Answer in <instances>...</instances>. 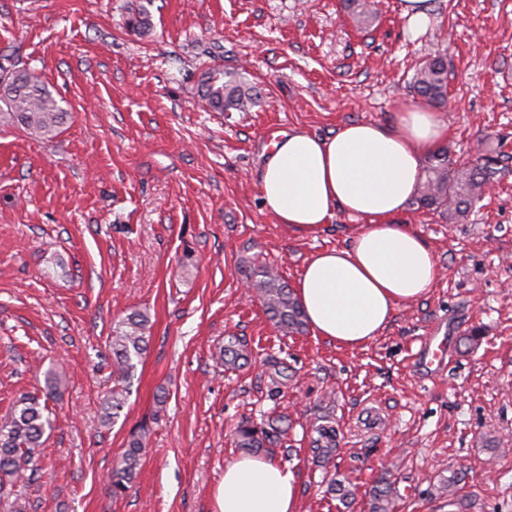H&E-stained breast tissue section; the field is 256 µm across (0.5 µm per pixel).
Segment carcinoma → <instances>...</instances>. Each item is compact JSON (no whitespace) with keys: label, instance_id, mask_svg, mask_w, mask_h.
Masks as SVG:
<instances>
[{"label":"carcinoma","instance_id":"cac0c4a2","mask_svg":"<svg viewBox=\"0 0 512 512\" xmlns=\"http://www.w3.org/2000/svg\"><path fill=\"white\" fill-rule=\"evenodd\" d=\"M344 10L359 24L372 18L366 0H342ZM132 29L144 33L151 29V15L146 7L138 9L130 20ZM414 93L429 105L445 109L448 105V67L444 58L434 57L418 67L413 77ZM199 95L206 104L219 112H246L254 103L252 88L237 76L219 69L203 74ZM68 109L49 90L48 86L26 67L0 66V118H5L39 138H52L65 123ZM499 157L479 154L467 163L452 162L448 150L432 155L425 166L426 178L421 184L416 203L436 211L453 222L471 212L482 200L484 187L498 172ZM258 293L269 319L291 333L303 331L305 314L288 284L266 268ZM148 317L133 311L118 321L112 330V372L117 381H125L134 368L133 359L141 358L148 348L145 330ZM219 358L226 365H234L244 358L242 345L236 336L224 342ZM127 389L114 386L105 399V423L120 415L126 404ZM52 412L47 402L37 395H24L13 405L6 419L0 420V498L10 494L8 480L19 478L29 470L39 469L40 448L46 431L52 427ZM288 427L273 420L268 427L257 428L239 424L234 431L238 447L258 451L269 447L287 434ZM317 437L311 442L316 459L328 460L336 452V428L319 425ZM146 432L130 434L127 448L112 468L111 495L123 494L136 477L145 445ZM397 490L387 479L378 480L371 490V512H391Z\"/></svg>","mask_w":512,"mask_h":512}]
</instances>
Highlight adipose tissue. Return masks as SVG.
Listing matches in <instances>:
<instances>
[{
	"label": "adipose tissue",
	"mask_w": 512,
	"mask_h": 512,
	"mask_svg": "<svg viewBox=\"0 0 512 512\" xmlns=\"http://www.w3.org/2000/svg\"><path fill=\"white\" fill-rule=\"evenodd\" d=\"M447 137L435 112L410 104L391 127L352 122L325 138L296 130L266 151L261 198L278 223L311 234L339 210L361 221L347 246L313 253L296 281L315 335L345 347L365 345L400 304L433 288L437 257L399 218L422 180L425 158ZM216 503L218 512H298L297 480L274 459L241 457L225 466Z\"/></svg>",
	"instance_id": "1"
}]
</instances>
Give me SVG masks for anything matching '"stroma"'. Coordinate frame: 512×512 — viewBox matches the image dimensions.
<instances>
[{
  "label": "stroma",
  "mask_w": 512,
  "mask_h": 512,
  "mask_svg": "<svg viewBox=\"0 0 512 512\" xmlns=\"http://www.w3.org/2000/svg\"><path fill=\"white\" fill-rule=\"evenodd\" d=\"M142 5L145 34L128 24ZM372 11L360 27L340 0H0V65L29 68L70 112L49 140L0 125V416L43 395L47 369L67 380L40 470L0 512H217L224 467L242 454L232 429L280 415L288 433L266 455L295 473L300 512H370L383 476L393 512H444L438 489L454 475L466 512H512V0H430L415 38L402 0ZM435 55L448 62L449 154L501 155L465 220L414 203L403 216L437 256L435 288L357 348L276 327L254 270L295 283L359 222L340 210L305 235L265 210L267 127L392 125ZM213 68L240 73L256 105L203 109ZM133 311L149 318V347L105 427L112 326ZM436 325L450 351L424 375L412 353ZM475 327L480 340L464 343ZM232 335L250 352L239 369L217 357ZM326 420L336 459L320 467L309 441ZM142 425L140 470L112 498L114 462ZM334 477L350 481L349 502L329 492Z\"/></svg>",
  "instance_id": "35a3bbf8"
}]
</instances>
